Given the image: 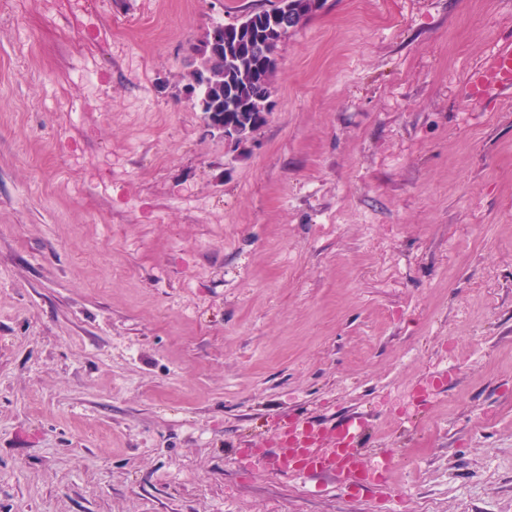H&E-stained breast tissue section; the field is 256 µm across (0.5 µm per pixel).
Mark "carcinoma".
Segmentation results:
<instances>
[{"label": "carcinoma", "instance_id": "1", "mask_svg": "<svg viewBox=\"0 0 512 512\" xmlns=\"http://www.w3.org/2000/svg\"><path fill=\"white\" fill-rule=\"evenodd\" d=\"M312 13L306 0H274L268 9L222 25L224 52L219 55L211 52L208 39L192 45L186 80L198 85V105L211 127L234 129L236 144L252 138L266 122L278 46L291 32L283 20Z\"/></svg>", "mask_w": 512, "mask_h": 512}]
</instances>
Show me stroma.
<instances>
[{"mask_svg": "<svg viewBox=\"0 0 512 512\" xmlns=\"http://www.w3.org/2000/svg\"><path fill=\"white\" fill-rule=\"evenodd\" d=\"M268 5L0 0V512H512V0H323L236 146L189 48ZM353 411L394 497L234 462ZM471 96L508 98L512 96V48L506 47L490 66L475 72L470 78Z\"/></svg>", "mask_w": 512, "mask_h": 512, "instance_id": "stroma-1", "label": "stroma"}]
</instances>
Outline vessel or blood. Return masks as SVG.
<instances>
[{
	"mask_svg": "<svg viewBox=\"0 0 512 512\" xmlns=\"http://www.w3.org/2000/svg\"><path fill=\"white\" fill-rule=\"evenodd\" d=\"M469 92L481 98L512 96V48L501 51L490 66L470 78ZM371 424L367 415L354 412L335 422L288 417L274 440L262 448H241L237 459L244 466L259 464L279 475H299L317 485L331 483L352 494L372 493L387 499L395 494L386 474L400 463L396 451L368 465Z\"/></svg>",
	"mask_w": 512,
	"mask_h": 512,
	"instance_id": "obj_1",
	"label": "vessel or blood"
}]
</instances>
